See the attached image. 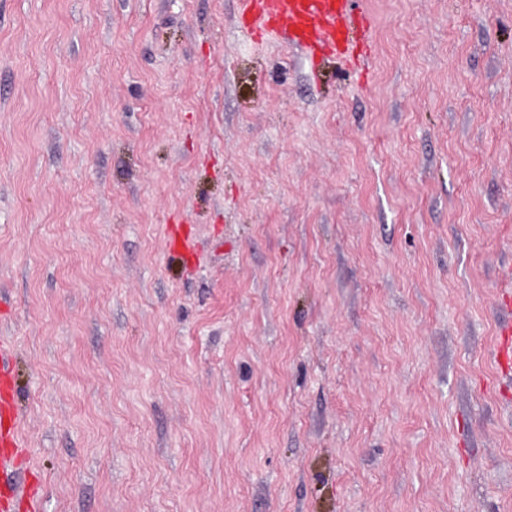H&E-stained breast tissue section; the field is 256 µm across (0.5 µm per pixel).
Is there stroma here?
Here are the masks:
<instances>
[{
  "label": "stroma",
  "instance_id": "1",
  "mask_svg": "<svg viewBox=\"0 0 512 512\" xmlns=\"http://www.w3.org/2000/svg\"><path fill=\"white\" fill-rule=\"evenodd\" d=\"M360 6L362 70L238 0H0L41 512H512V0Z\"/></svg>",
  "mask_w": 512,
  "mask_h": 512
}]
</instances>
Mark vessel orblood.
Segmentation results:
<instances>
[{
  "label": "vessel or blood",
  "mask_w": 512,
  "mask_h": 512,
  "mask_svg": "<svg viewBox=\"0 0 512 512\" xmlns=\"http://www.w3.org/2000/svg\"><path fill=\"white\" fill-rule=\"evenodd\" d=\"M240 14L252 31L283 40L315 60L329 50L348 57L357 44L352 34L364 25L359 0H239ZM10 349L0 344V473L15 468L20 446L19 415L12 377L3 362ZM0 512H39L35 500L13 485L0 488Z\"/></svg>",
  "instance_id": "obj_1"
}]
</instances>
